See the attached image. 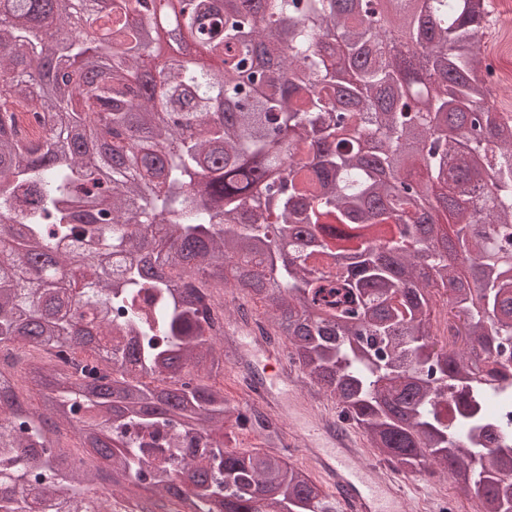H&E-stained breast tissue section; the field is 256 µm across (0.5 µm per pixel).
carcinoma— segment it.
Returning <instances> with one entry per match:
<instances>
[{
  "mask_svg": "<svg viewBox=\"0 0 512 512\" xmlns=\"http://www.w3.org/2000/svg\"><path fill=\"white\" fill-rule=\"evenodd\" d=\"M0 0V512H342L224 370L205 296L267 307L289 358L404 473L512 512V122L488 0ZM289 53H281V46ZM414 89L408 114L388 98ZM81 421L95 469L59 444ZM112 477L111 494L90 490Z\"/></svg>",
  "mask_w": 512,
  "mask_h": 512,
  "instance_id": "obj_1",
  "label": "carcinoma"
}]
</instances>
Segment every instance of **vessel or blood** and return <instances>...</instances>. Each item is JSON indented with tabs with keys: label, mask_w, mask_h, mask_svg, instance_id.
<instances>
[{
	"label": "vessel or blood",
	"mask_w": 512,
	"mask_h": 512,
	"mask_svg": "<svg viewBox=\"0 0 512 512\" xmlns=\"http://www.w3.org/2000/svg\"><path fill=\"white\" fill-rule=\"evenodd\" d=\"M237 334L239 358L271 365L251 386V399L288 416L291 440L301 443L317 476L336 488L346 512H405L406 494L395 475L364 462L354 438L301 396L298 378L281 366L279 348L249 330Z\"/></svg>",
	"instance_id": "obj_1"
}]
</instances>
